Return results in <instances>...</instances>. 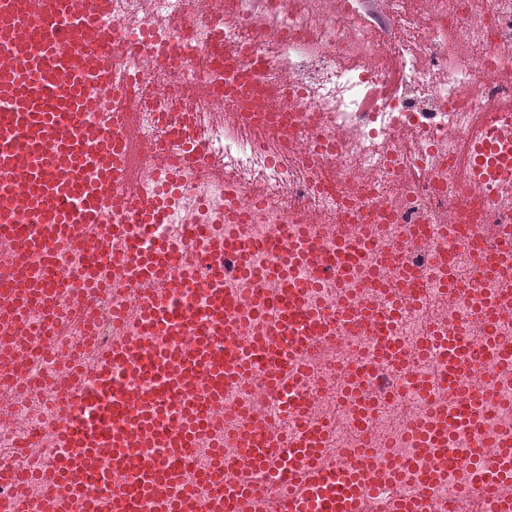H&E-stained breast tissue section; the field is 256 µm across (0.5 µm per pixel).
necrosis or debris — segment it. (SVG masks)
I'll list each match as a JSON object with an SVG mask.
<instances>
[{"label": "necrosis or debris", "mask_w": 512, "mask_h": 512, "mask_svg": "<svg viewBox=\"0 0 512 512\" xmlns=\"http://www.w3.org/2000/svg\"><path fill=\"white\" fill-rule=\"evenodd\" d=\"M220 0H109L108 21L119 46L109 81L91 94L90 119L129 113L140 141L162 153L198 148V168L177 175L154 161L138 174L144 189L166 182L175 187L165 204V221L129 232L140 251L161 239L180 240L183 225H197L202 237L220 238L216 217L224 209V186L238 189L235 204L248 212L247 235L261 238L287 217L308 220V233L326 249L336 246L338 228L372 243L367 266L347 284L333 282L308 291L327 315L344 305L388 306L387 293L368 288L382 272L390 291H400V266L424 271L428 287L409 297L394 324L409 350L404 364L387 366L376 385L370 415L375 486L373 507L413 487V474L395 467L415 455L407 435L422 423L428 401L410 387L412 376L437 375V356L414 350L433 333L482 342L483 307L512 286V263L479 279L472 255L459 250L453 273L456 291L444 289L445 273L430 265L432 240L414 241L416 224L474 225L485 244L512 230V185L493 166L512 157V113L498 112L512 97V0H427L418 13L412 0H238L234 19L216 25ZM462 40L467 53L453 49ZM236 64L252 68L262 90L278 99L284 131L271 133L264 120H233L223 93L208 90L211 72L225 50ZM497 112L501 135L480 141L483 113ZM472 207L462 211L461 200ZM122 213L106 209L85 234L93 256L58 247L56 270L75 280L124 289L135 299L139 282L130 269L112 264V227ZM63 311L54 336L37 335L39 311H30L6 340L22 363L9 395L0 401V470L36 473L61 451L53 432L61 380L72 358L88 344L111 343L133 331L112 322V300L90 309L75 287L64 289ZM369 326L352 331L347 343L326 342L313 353L306 390L334 427L338 453L359 441L351 407L342 400V370L367 354ZM491 389L495 403L483 410V424L495 435L512 426V369L483 367L463 375L461 389ZM43 437L35 457L21 456L18 443Z\"/></svg>", "instance_id": "obj_1"}]
</instances>
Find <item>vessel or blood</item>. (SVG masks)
<instances>
[{"label": "vessel or blood", "mask_w": 512, "mask_h": 512, "mask_svg": "<svg viewBox=\"0 0 512 512\" xmlns=\"http://www.w3.org/2000/svg\"><path fill=\"white\" fill-rule=\"evenodd\" d=\"M106 7V0H0V32L14 35L10 41L0 39V49L10 58L0 69V171L18 164L26 171L24 205L11 219L0 218V240H14L16 221L28 214L58 231L53 240L38 233L27 235L25 247L13 259L14 276L20 281L29 275L32 262L51 266L57 240L86 252L83 228L97 223L104 205L141 225L157 223L164 213L160 195L140 188L135 169L137 160L154 155L152 145L135 138L130 124L109 119L92 123L86 118L90 92L112 66V30L98 22ZM254 86L252 70L225 73L226 98L252 95L253 111L278 121L273 103L256 96ZM89 165L102 167L109 184L121 186V193L104 199L84 186L81 171ZM468 231V225L459 224L452 235L437 238L431 225L419 224L415 236L436 238L434 259L446 269ZM505 252L512 254V236L506 248L478 251L479 276L489 275ZM257 253L276 256L277 261L254 270L251 258ZM282 255L309 266L315 279L342 283L365 265L368 251L342 233L333 250H323L301 224L280 225L276 234L261 239L237 235L225 240L223 263L207 271L210 303L200 313L192 306L195 280L177 273L188 261L182 243L163 241L146 258L133 248L113 251V265H138L140 279L148 286L134 314L138 337H117L96 349L95 387H87L76 375L65 384L61 410L66 419L59 436L82 453L55 461L41 473L40 494L64 498L66 512H90L87 490L94 487L109 496L111 512H147L149 491L177 480L184 485L178 501L171 509L159 506L154 512H201L205 498L220 501L221 512H370L373 438L364 386L382 365L398 364L406 357L392 333L398 311L370 306L355 313L346 307L335 320H328L308 300L306 283L279 263ZM231 262L242 276L264 285L250 316L263 319L265 326L244 350L236 346L238 293L224 285ZM59 287L58 281L44 279L38 288L16 292L1 281L0 324L22 319L36 305L47 325H54ZM507 312L512 313V290L484 310L482 346L461 336L445 343L441 382L455 395L453 404L435 401V387L425 378L417 380L422 393L433 400L420 442L439 449L447 462L455 460V451L448 446L449 430L476 428L484 404L493 397L486 388L457 396L463 369L479 362L512 369V342L496 340L498 323ZM363 318L375 323V342L367 357L347 369L355 403L352 421L362 445L352 452L350 465L342 467L330 459L329 423L314 416V401L302 385L308 352L329 338L330 323L353 324ZM118 372L150 381L152 391L145 403L130 402L114 381ZM249 381L288 396L284 410L295 418L297 432L276 433L268 415L249 409L238 427L225 433L223 465L200 473L192 470L187 461L198 455L215 424L212 402L223 399L232 385ZM139 446L165 448L169 454L150 465L136 454ZM100 450L111 453L114 471L92 463L91 452ZM470 458L472 473L460 502L480 500L492 512H512V495L503 494L512 486V437H478ZM413 473V491L388 499L384 512H446L436 498L434 473L418 467Z\"/></svg>", "instance_id": "b4317fda"}]
</instances>
